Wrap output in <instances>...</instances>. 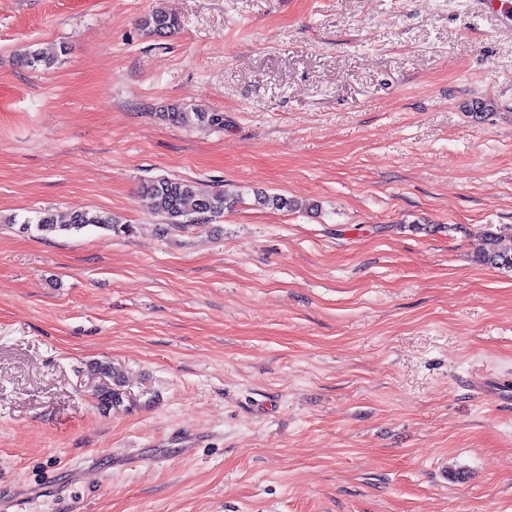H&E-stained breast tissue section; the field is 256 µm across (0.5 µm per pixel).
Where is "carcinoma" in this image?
<instances>
[{"instance_id":"1","label":"carcinoma","mask_w":512,"mask_h":512,"mask_svg":"<svg viewBox=\"0 0 512 512\" xmlns=\"http://www.w3.org/2000/svg\"><path fill=\"white\" fill-rule=\"evenodd\" d=\"M142 29L155 35H164L174 32L179 27L178 19L157 7L140 20ZM18 63L35 68L39 65L51 66L54 60L44 56L36 50H26L18 54ZM159 118L178 124L190 126L197 123H207L213 127H224V113L205 112L195 106L172 105L165 112L159 113ZM143 207L152 214L164 219L160 227L162 233L172 228H181L189 224H205L224 214L238 202L239 197L234 193L218 190H204L194 181L160 177L146 180L139 190ZM256 201L262 206L276 210H294L301 204L283 195H267L256 193ZM96 227L112 230L114 232H128L129 227L108 212H90L76 210L71 213L68 223L60 224L55 215L44 210L36 218L24 221V230H35L47 236L50 234L78 232L85 227ZM484 248L482 260L489 264L512 268V234L506 236L490 229L483 233ZM93 371L112 376V389L98 395L102 404L116 405L123 400L122 387L124 380L118 370L105 365L93 366Z\"/></svg>"}]
</instances>
